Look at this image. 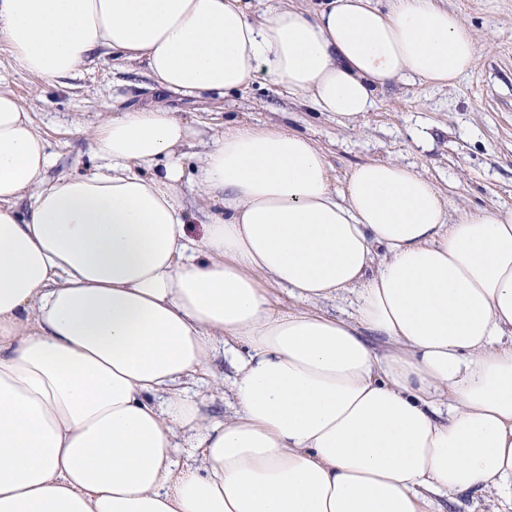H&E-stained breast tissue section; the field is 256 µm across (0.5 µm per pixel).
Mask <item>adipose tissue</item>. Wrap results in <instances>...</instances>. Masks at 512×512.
Segmentation results:
<instances>
[{"instance_id":"ef3b65f1","label":"adipose tissue","mask_w":512,"mask_h":512,"mask_svg":"<svg viewBox=\"0 0 512 512\" xmlns=\"http://www.w3.org/2000/svg\"><path fill=\"white\" fill-rule=\"evenodd\" d=\"M0 41L49 85L108 55L189 95L263 79L345 124L479 53L438 0H0ZM191 136L166 109L117 111L94 130L103 166L51 179L0 87V512L512 504V210L451 214L392 160L338 190L309 136L239 122L196 169L221 208L196 237ZM346 293L353 318L317 310ZM219 341L234 409L213 422L195 386ZM435 508L445 512H512L510 505L499 503L484 492L466 491L433 496Z\"/></svg>"}]
</instances>
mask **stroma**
<instances>
[{
    "label": "stroma",
    "mask_w": 512,
    "mask_h": 512,
    "mask_svg": "<svg viewBox=\"0 0 512 512\" xmlns=\"http://www.w3.org/2000/svg\"><path fill=\"white\" fill-rule=\"evenodd\" d=\"M478 38H491L476 66L451 88L420 81H398L380 94L362 123L347 126L289 99L273 86L258 84L224 97L187 96L158 91L144 71L123 69L111 57L97 59L75 77L52 87L22 69L0 42V86L13 91L30 113L35 128L51 145L50 176L88 173L101 165L92 151V132L113 109L131 105L162 106L177 112L192 127V146L180 186L183 202L204 207L193 175L205 144L223 131L226 120L281 125L310 136L324 153L341 186L346 173L371 159L413 165L448 195L454 210L476 207L512 209V0H443ZM428 133L423 145L407 131ZM235 371L216 347L202 411L212 421L232 412L226 394ZM438 512H512L483 492L436 496Z\"/></svg>",
    "instance_id": "1"
}]
</instances>
